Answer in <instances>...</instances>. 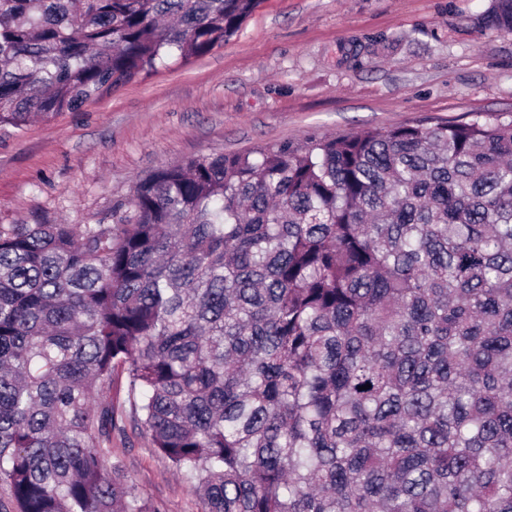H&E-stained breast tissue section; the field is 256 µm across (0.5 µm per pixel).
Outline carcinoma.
Masks as SVG:
<instances>
[{
  "label": "carcinoma",
  "instance_id": "carcinoma-1",
  "mask_svg": "<svg viewBox=\"0 0 512 512\" xmlns=\"http://www.w3.org/2000/svg\"><path fill=\"white\" fill-rule=\"evenodd\" d=\"M260 2L0 0V126L201 57ZM482 23L512 32V0ZM112 217L0 228L15 512H163L112 461L119 372L205 512H512L511 112L199 155Z\"/></svg>",
  "mask_w": 512,
  "mask_h": 512
}]
</instances>
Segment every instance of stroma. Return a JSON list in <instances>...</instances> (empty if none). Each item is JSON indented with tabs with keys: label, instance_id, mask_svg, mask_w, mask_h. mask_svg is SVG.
<instances>
[{
	"label": "stroma",
	"instance_id": "obj_1",
	"mask_svg": "<svg viewBox=\"0 0 512 512\" xmlns=\"http://www.w3.org/2000/svg\"><path fill=\"white\" fill-rule=\"evenodd\" d=\"M496 0H261L224 46L74 112L0 128V225L109 224L137 177L213 152L512 112ZM116 458L165 512H203L132 428Z\"/></svg>",
	"mask_w": 512,
	"mask_h": 512
}]
</instances>
